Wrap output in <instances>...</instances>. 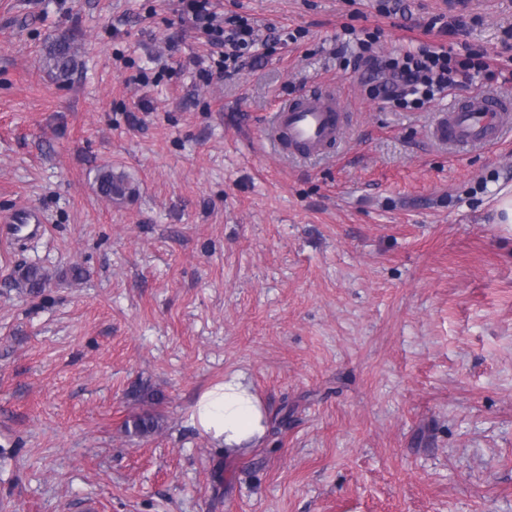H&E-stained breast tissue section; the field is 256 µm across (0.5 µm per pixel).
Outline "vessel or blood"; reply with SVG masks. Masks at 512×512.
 Here are the masks:
<instances>
[{"mask_svg":"<svg viewBox=\"0 0 512 512\" xmlns=\"http://www.w3.org/2000/svg\"><path fill=\"white\" fill-rule=\"evenodd\" d=\"M343 102L321 87L304 90L278 104L268 128L271 137L300 156H317L338 141ZM512 129V101L491 91L459 100L434 123L431 136L443 145L487 147L498 144Z\"/></svg>","mask_w":512,"mask_h":512,"instance_id":"1","label":"vessel or blood"}]
</instances>
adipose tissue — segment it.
Masks as SVG:
<instances>
[{"label": "adipose tissue", "instance_id": "ef3b65f1", "mask_svg": "<svg viewBox=\"0 0 512 512\" xmlns=\"http://www.w3.org/2000/svg\"><path fill=\"white\" fill-rule=\"evenodd\" d=\"M191 420L212 444L228 454L259 445L268 423L260 399L234 376L211 385L197 396Z\"/></svg>", "mask_w": 512, "mask_h": 512}]
</instances>
